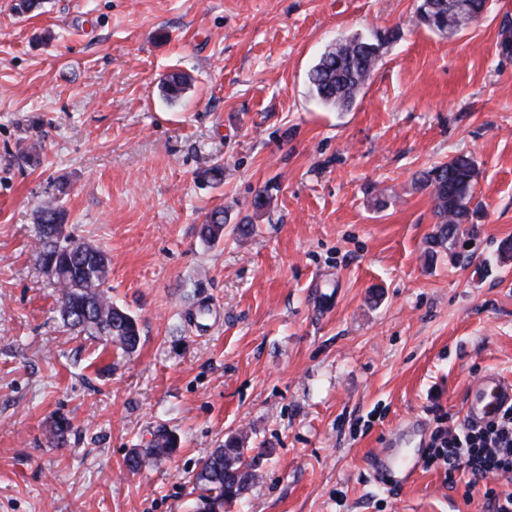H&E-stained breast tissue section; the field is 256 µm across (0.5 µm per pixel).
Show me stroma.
<instances>
[{
    "label": "stroma",
    "instance_id": "1",
    "mask_svg": "<svg viewBox=\"0 0 512 512\" xmlns=\"http://www.w3.org/2000/svg\"><path fill=\"white\" fill-rule=\"evenodd\" d=\"M15 2L0 0V512H191L194 473L232 436L258 478L224 512H487L465 477L382 478L370 459L398 438L425 459L471 384L512 380V0L453 34L418 24L420 0ZM391 31L351 111L311 97L332 41ZM175 71L191 84L170 102ZM458 154L478 169L473 216L433 250L413 178ZM51 198L108 253L132 354L64 325L39 264ZM162 425L176 452L128 472Z\"/></svg>",
    "mask_w": 512,
    "mask_h": 512
}]
</instances>
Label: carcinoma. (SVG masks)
Wrapping results in <instances>:
<instances>
[{
    "label": "carcinoma",
    "instance_id": "carcinoma-1",
    "mask_svg": "<svg viewBox=\"0 0 512 512\" xmlns=\"http://www.w3.org/2000/svg\"><path fill=\"white\" fill-rule=\"evenodd\" d=\"M395 35L343 37L324 51L308 74L311 96L323 106L349 110L360 91L378 66V50ZM187 84L181 73L170 75L162 85L163 96L177 101ZM475 161L457 155L444 163L419 172L414 178L417 188L429 191L436 219L431 247H442L452 234L468 223L474 180ZM67 213L54 199L38 210L37 227L41 250L39 261L43 273L60 290L59 311L63 321L74 331L115 343L125 353H132L140 342L138 319L127 309L112 302L108 286L110 260L97 246L77 241L68 231ZM224 236V215L215 212L203 227V237L216 241ZM72 429L70 420L58 416L52 424L51 442L60 443ZM177 437L165 427L157 429L150 446L134 448L124 459L126 470L134 473L148 459L160 460L177 449ZM258 477L255 458L236 437H230L203 461L195 475L198 495L194 512H224V505L241 498Z\"/></svg>",
    "mask_w": 512,
    "mask_h": 512
}]
</instances>
